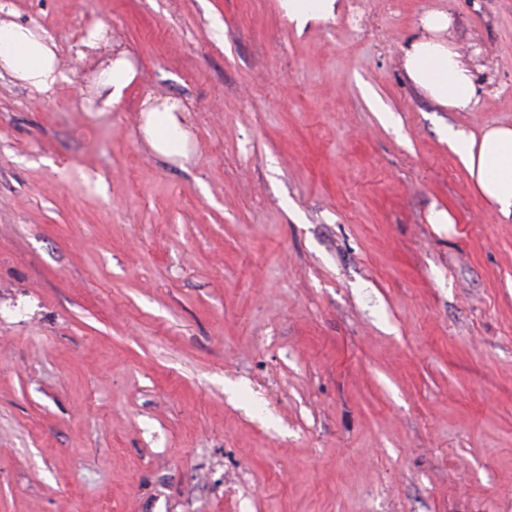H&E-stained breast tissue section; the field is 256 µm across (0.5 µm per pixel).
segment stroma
I'll return each mask as SVG.
<instances>
[{
  "mask_svg": "<svg viewBox=\"0 0 512 512\" xmlns=\"http://www.w3.org/2000/svg\"><path fill=\"white\" fill-rule=\"evenodd\" d=\"M338 2L0 5L69 77L0 74V512H512V218L448 144L512 126V0ZM431 9L469 110L404 70ZM280 8L288 22L299 31L309 22L336 19L337 0H280ZM136 76V71L124 52L112 58L109 66L101 73L102 89L104 96L101 100L103 110L111 109L121 102L125 91ZM143 136L158 154L170 159H188L189 137L184 128V108L176 103L155 105L144 101Z\"/></svg>",
  "mask_w": 512,
  "mask_h": 512,
  "instance_id": "obj_1",
  "label": "stroma"
}]
</instances>
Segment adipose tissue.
Returning <instances> with one entry per match:
<instances>
[{"label":"adipose tissue","mask_w":512,"mask_h":512,"mask_svg":"<svg viewBox=\"0 0 512 512\" xmlns=\"http://www.w3.org/2000/svg\"><path fill=\"white\" fill-rule=\"evenodd\" d=\"M289 23L304 29L312 21L335 19L337 0H280ZM421 36L404 49L409 79L442 107L468 110L475 95L471 70L458 51L443 39L451 25L446 11L432 9L420 19ZM0 70L37 92L52 95L67 76L56 65L47 32L24 21L0 22ZM136 71L126 53H119L101 74L102 109L121 102ZM143 136L158 154L170 159L189 156V137L178 104L146 103ZM476 191L506 218L512 217V127L496 126L479 134H460L450 143Z\"/></svg>","instance_id":"ef3b65f1"}]
</instances>
